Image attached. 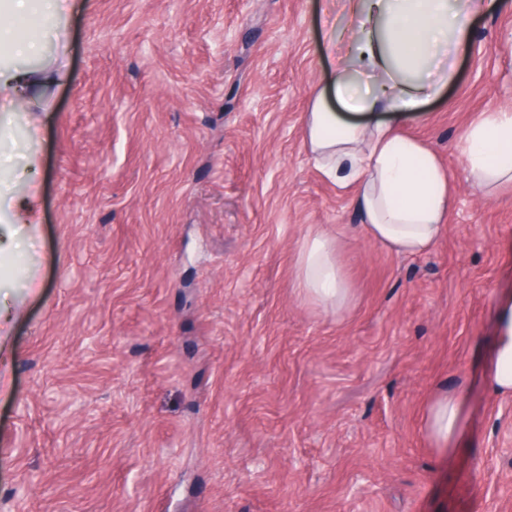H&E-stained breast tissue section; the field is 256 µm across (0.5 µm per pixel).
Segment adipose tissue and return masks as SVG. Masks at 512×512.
I'll return each mask as SVG.
<instances>
[{
	"label": "adipose tissue",
	"instance_id": "1",
	"mask_svg": "<svg viewBox=\"0 0 512 512\" xmlns=\"http://www.w3.org/2000/svg\"><path fill=\"white\" fill-rule=\"evenodd\" d=\"M354 21L346 45L327 38L336 57L332 92L309 93L304 132L318 169L339 186L354 190L361 233L397 255L431 251L448 230L453 204L451 180L434 150L404 131V121L440 94L455 78L456 61L474 34L476 20L491 0H349ZM43 11L61 15L56 0H0V94L30 101L57 83L52 66L35 71L13 65L39 48L19 38L8 16ZM473 187L487 190L512 183V109L487 112L457 143ZM340 242L318 229L299 246L296 282L318 303L345 311L352 293L339 262ZM497 335L486 367L489 389L512 393V304L496 311ZM428 441L444 449L462 435L458 394L441 392L428 403L423 420Z\"/></svg>",
	"mask_w": 512,
	"mask_h": 512
}]
</instances>
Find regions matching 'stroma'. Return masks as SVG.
Here are the masks:
<instances>
[{
    "instance_id": "stroma-1",
    "label": "stroma",
    "mask_w": 512,
    "mask_h": 512,
    "mask_svg": "<svg viewBox=\"0 0 512 512\" xmlns=\"http://www.w3.org/2000/svg\"><path fill=\"white\" fill-rule=\"evenodd\" d=\"M346 0H83L19 16L65 78L0 145L40 171L39 221L0 262L15 317L0 371V512H512V396L487 386L512 302V185L454 144L512 108V0L406 124L449 172L448 231L419 256L363 238L304 139ZM312 229L340 231L354 300L300 295ZM464 398L466 441L422 432ZM422 424L428 441L435 448L448 450V454L452 453L456 448L451 445H456L463 433L461 395H448L446 391L436 394L427 404Z\"/></svg>"
}]
</instances>
